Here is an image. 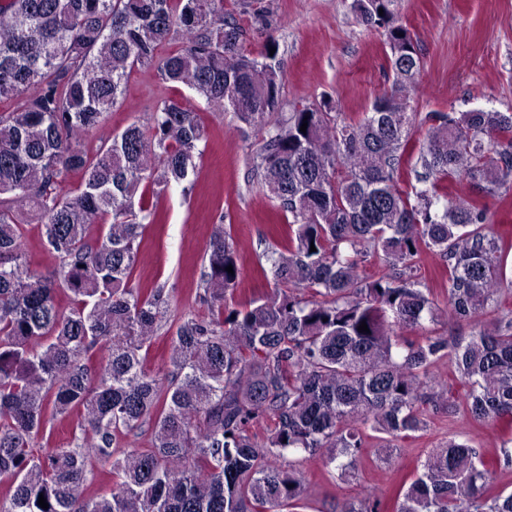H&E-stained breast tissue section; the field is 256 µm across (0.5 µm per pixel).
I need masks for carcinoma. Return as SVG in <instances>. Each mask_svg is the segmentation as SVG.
<instances>
[{"label": "carcinoma", "instance_id": "carcinoma-1", "mask_svg": "<svg viewBox=\"0 0 512 512\" xmlns=\"http://www.w3.org/2000/svg\"><path fill=\"white\" fill-rule=\"evenodd\" d=\"M397 4L352 0L357 20L385 36L392 83L351 119L328 99L281 111L276 39L258 58L244 54L224 0H0V100L16 101L0 113V512H293L305 478L288 455L319 452L347 472L367 430L387 442L425 431L427 404L512 433V315L483 321L512 285V243L491 231L482 203L512 194V113L414 111L424 61ZM173 40L180 49L160 54ZM137 67L232 113L239 130L265 131L254 174L291 216L283 242L264 251L270 292L227 304L242 271L222 223L201 275L207 316L173 320L175 289L135 280L159 197L192 192L207 140L198 113L165 100L87 151ZM416 125L427 127L419 145ZM71 172L83 182L65 193ZM454 180L474 194L453 195ZM27 208L60 261L55 278L28 267L15 219ZM425 252L448 277L442 304L419 281ZM370 258L386 272L361 275ZM444 319L469 333L425 330ZM168 332L153 370L149 349ZM444 360L466 386L450 403L434 372ZM73 416L69 442L33 453L47 426ZM145 428L151 447L116 451ZM510 443L487 460L448 438L402 483L392 512H512V491L493 489L512 469ZM94 461L109 466L106 493L88 492ZM340 512L385 507L366 486Z\"/></svg>", "mask_w": 512, "mask_h": 512}]
</instances>
